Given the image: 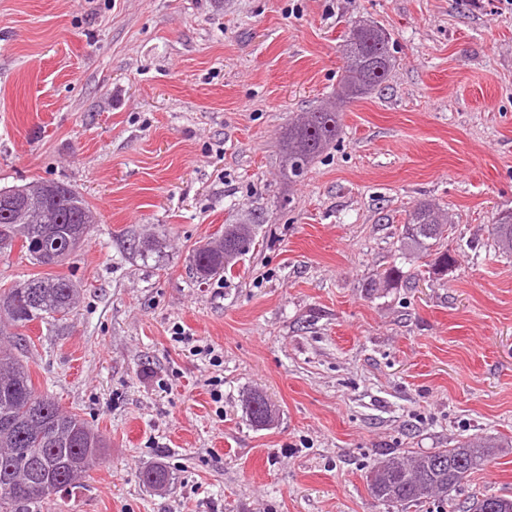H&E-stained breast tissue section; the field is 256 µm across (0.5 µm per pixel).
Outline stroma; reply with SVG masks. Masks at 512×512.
<instances>
[{"label": "stroma", "instance_id": "stroma-1", "mask_svg": "<svg viewBox=\"0 0 512 512\" xmlns=\"http://www.w3.org/2000/svg\"><path fill=\"white\" fill-rule=\"evenodd\" d=\"M370 20L396 66L344 106L297 183L280 137L334 95L342 39ZM88 202L58 274L66 321L16 354L105 443L44 512H398L380 458L495 441L456 493L512 497V8L500 0H0V188L35 179ZM449 212L405 259L406 215ZM262 216L231 272L198 282L200 243ZM397 286L366 285L391 268ZM263 391L269 427L244 398ZM174 473L163 489L142 470ZM452 229L449 213L430 202H421L409 211L402 226L400 249L403 254L422 258L435 251V269L448 272L455 259L446 251H439V244L445 232ZM489 233L499 252L512 255V209L499 214Z\"/></svg>", "mask_w": 512, "mask_h": 512}]
</instances>
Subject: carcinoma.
I'll use <instances>...</instances> for the list:
<instances>
[{
	"instance_id": "1",
	"label": "carcinoma",
	"mask_w": 512,
	"mask_h": 512,
	"mask_svg": "<svg viewBox=\"0 0 512 512\" xmlns=\"http://www.w3.org/2000/svg\"><path fill=\"white\" fill-rule=\"evenodd\" d=\"M343 72L332 96L319 106L299 113L288 122L280 138L284 155V177L297 182L323 152L336 141L341 128L342 107L379 89L395 66L388 31L373 21L354 25L342 48ZM28 193L20 209L26 219L3 214L0 228L33 264L52 268L65 263L91 232V214L82 196L71 186L53 180L27 183ZM452 229L449 213L430 202L409 211L402 226L400 249L421 258L437 252L435 269L448 271L455 259L439 250L445 232ZM498 251L512 255V209L499 214L490 225ZM254 242L253 223L226 224L224 236L193 251L191 270L206 282L220 274ZM80 288L70 278L51 273L36 274L19 284L0 289V316L16 328L32 322L62 321L75 308ZM250 422L270 425L275 410L258 393L246 399ZM492 441L478 436L452 448L417 453L407 460L381 461L369 471L368 489L378 501L402 512L434 498L453 500L452 492L489 462ZM103 441L81 416L63 409L45 391L38 390L22 361L0 345V512H42L52 493L34 492V486L66 491L77 487L89 470L101 460ZM143 483L164 487L173 474L162 464L148 467ZM452 512H512V497L474 496L455 504Z\"/></svg>"
}]
</instances>
